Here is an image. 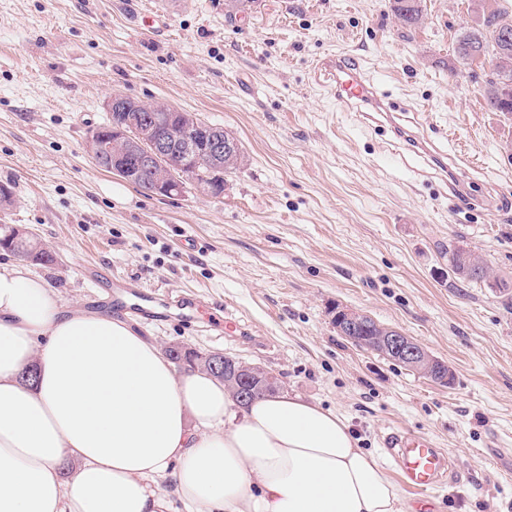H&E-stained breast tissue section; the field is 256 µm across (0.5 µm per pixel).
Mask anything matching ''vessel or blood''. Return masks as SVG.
Masks as SVG:
<instances>
[{
  "instance_id": "b4317fda",
  "label": "vessel or blood",
  "mask_w": 512,
  "mask_h": 512,
  "mask_svg": "<svg viewBox=\"0 0 512 512\" xmlns=\"http://www.w3.org/2000/svg\"><path fill=\"white\" fill-rule=\"evenodd\" d=\"M324 68L336 75V102L342 109L357 113L362 122L390 125L397 142L424 157L425 165L418 170V177L439 179L449 194L458 195L457 172L465 168L466 159L451 158L426 146L421 138L398 123L386 105L385 95L364 77L354 57L336 58L326 62ZM383 443L403 482L414 492L425 494L454 480L449 456L433 439L395 428L384 435Z\"/></svg>"
}]
</instances>
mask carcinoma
Masks as SVG:
<instances>
[{
  "mask_svg": "<svg viewBox=\"0 0 512 512\" xmlns=\"http://www.w3.org/2000/svg\"><path fill=\"white\" fill-rule=\"evenodd\" d=\"M487 0H475L476 23L460 34L455 53L463 61L484 56L494 62V68L486 76L484 99L495 112H512V12L499 7L485 10ZM393 11L399 23L405 27L418 25L422 20L420 0H393ZM0 248L18 259L33 256L36 263L52 266L55 260L51 250L39 246L32 237L15 227H6L0 234ZM477 258L472 251L458 246L448 247V266L455 278L464 277L471 259Z\"/></svg>",
  "mask_w": 512,
  "mask_h": 512,
  "instance_id": "cac0c4a2",
  "label": "carcinoma"
}]
</instances>
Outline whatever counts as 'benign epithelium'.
<instances>
[{
  "label": "benign epithelium",
  "mask_w": 512,
  "mask_h": 512,
  "mask_svg": "<svg viewBox=\"0 0 512 512\" xmlns=\"http://www.w3.org/2000/svg\"><path fill=\"white\" fill-rule=\"evenodd\" d=\"M106 106L108 112L117 116L108 128L112 149L105 153L99 148L90 151L98 166L121 176L131 172L154 173L150 192L157 196L180 191L187 184L201 196L217 197L224 193V184L201 172L203 168L224 169V156L238 153L237 142L225 137L223 128L212 127L206 148L199 151L189 141L192 129L201 125L196 119L162 125L155 114L143 110L140 101L119 93L112 94ZM369 323L371 317L364 312L336 307V331L349 340L359 339L358 331ZM374 327L379 335L372 337L371 349L436 384L450 385L454 371L449 364L396 328L377 323ZM205 366L233 390L240 403L249 402L259 381L274 380L262 366L223 353L205 355Z\"/></svg>",
  "instance_id": "obj_1"
}]
</instances>
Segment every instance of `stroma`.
<instances>
[{"mask_svg":"<svg viewBox=\"0 0 512 512\" xmlns=\"http://www.w3.org/2000/svg\"><path fill=\"white\" fill-rule=\"evenodd\" d=\"M391 0H0V225L32 229L57 263L29 264L67 306L108 311L101 277L135 280L169 302L193 293L228 312L237 337L175 308L146 324L181 343L261 364L342 414L383 466L390 428L433 438L458 479L405 490L432 512H512V300L453 281L461 243L512 286V114L483 97L490 64L455 53L472 0H421L403 28ZM357 57L401 123L469 160L467 196L414 180L389 129L336 103L322 64ZM114 93L159 101L239 139L246 164L224 194L159 198L99 168L86 146ZM343 305L421 343L454 370L444 387L354 346Z\"/></svg>","mask_w":512,"mask_h":512,"instance_id":"1","label":"stroma"}]
</instances>
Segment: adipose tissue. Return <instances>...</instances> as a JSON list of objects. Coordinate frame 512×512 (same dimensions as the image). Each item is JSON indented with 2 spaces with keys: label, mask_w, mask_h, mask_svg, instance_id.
<instances>
[{
  "label": "adipose tissue",
  "mask_w": 512,
  "mask_h": 512,
  "mask_svg": "<svg viewBox=\"0 0 512 512\" xmlns=\"http://www.w3.org/2000/svg\"><path fill=\"white\" fill-rule=\"evenodd\" d=\"M37 364L25 385L21 371ZM73 462L71 476L62 467ZM418 512L341 414L237 406L125 321L0 263V512Z\"/></svg>",
  "instance_id": "1"
}]
</instances>
